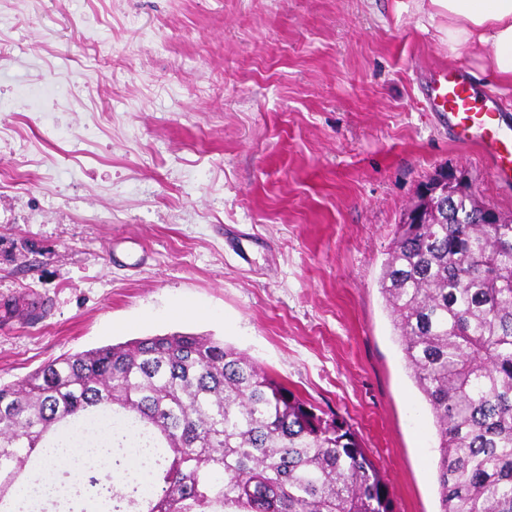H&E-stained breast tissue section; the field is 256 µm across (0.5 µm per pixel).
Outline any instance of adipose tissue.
I'll return each mask as SVG.
<instances>
[{
	"label": "adipose tissue",
	"instance_id": "obj_1",
	"mask_svg": "<svg viewBox=\"0 0 512 512\" xmlns=\"http://www.w3.org/2000/svg\"><path fill=\"white\" fill-rule=\"evenodd\" d=\"M448 25L443 34L449 54L490 51L491 72L512 84V0H430Z\"/></svg>",
	"mask_w": 512,
	"mask_h": 512
}]
</instances>
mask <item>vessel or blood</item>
<instances>
[{
  "label": "vessel or blood",
  "mask_w": 512,
  "mask_h": 512,
  "mask_svg": "<svg viewBox=\"0 0 512 512\" xmlns=\"http://www.w3.org/2000/svg\"><path fill=\"white\" fill-rule=\"evenodd\" d=\"M427 100L434 111L446 114L459 142L481 148L497 182L512 183V124L495 97L480 89L464 68L453 67L437 71Z\"/></svg>",
  "instance_id": "vessel-or-blood-1"
}]
</instances>
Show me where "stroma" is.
I'll list each match as a JSON object with an SVG mask.
<instances>
[{
    "instance_id": "35a3bbf8",
    "label": "stroma",
    "mask_w": 512,
    "mask_h": 512,
    "mask_svg": "<svg viewBox=\"0 0 512 512\" xmlns=\"http://www.w3.org/2000/svg\"><path fill=\"white\" fill-rule=\"evenodd\" d=\"M429 0H0V384L172 333L236 347L343 417L394 512H440L430 407L378 279L436 170L512 187L426 101Z\"/></svg>"
}]
</instances>
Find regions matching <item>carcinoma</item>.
<instances>
[{
    "mask_svg": "<svg viewBox=\"0 0 512 512\" xmlns=\"http://www.w3.org/2000/svg\"><path fill=\"white\" fill-rule=\"evenodd\" d=\"M448 210L400 224L380 277L407 368L430 405L441 512H512V216L460 175ZM162 457L127 512H393L351 426L208 336H146L61 355L0 385V512H17L38 446L112 417Z\"/></svg>",
    "mask_w": 512,
    "mask_h": 512,
    "instance_id": "1",
    "label": "carcinoma"
}]
</instances>
